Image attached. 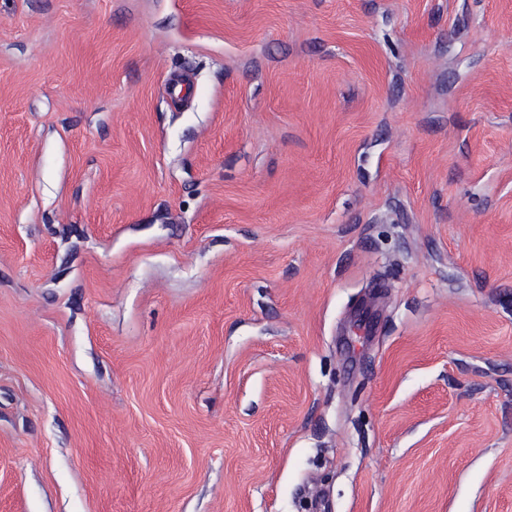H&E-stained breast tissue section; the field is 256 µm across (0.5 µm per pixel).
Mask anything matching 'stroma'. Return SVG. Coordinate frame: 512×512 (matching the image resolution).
Masks as SVG:
<instances>
[{"mask_svg": "<svg viewBox=\"0 0 512 512\" xmlns=\"http://www.w3.org/2000/svg\"><path fill=\"white\" fill-rule=\"evenodd\" d=\"M0 512H512V0H0Z\"/></svg>", "mask_w": 512, "mask_h": 512, "instance_id": "35a3bbf8", "label": "stroma"}]
</instances>
